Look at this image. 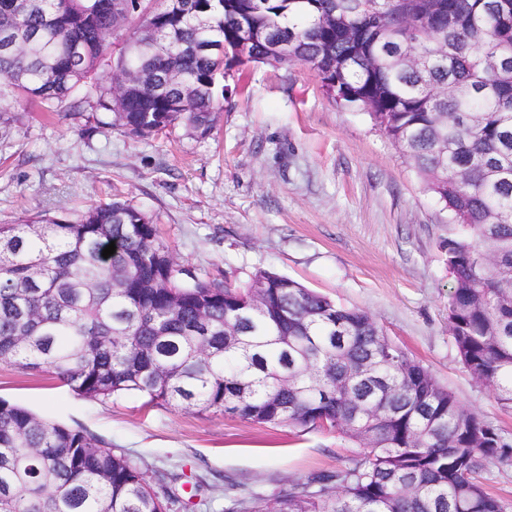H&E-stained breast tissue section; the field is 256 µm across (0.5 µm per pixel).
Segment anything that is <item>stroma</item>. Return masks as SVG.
Here are the masks:
<instances>
[{
    "instance_id": "35a3bbf8",
    "label": "stroma",
    "mask_w": 512,
    "mask_h": 512,
    "mask_svg": "<svg viewBox=\"0 0 512 512\" xmlns=\"http://www.w3.org/2000/svg\"><path fill=\"white\" fill-rule=\"evenodd\" d=\"M211 132L140 136L110 114L0 101V224L71 218L131 200L181 268L242 284L270 270L368 311L461 405L512 439V409L463 368L448 333L447 242L459 232L369 112L332 100L305 65L251 64L224 77ZM0 399L79 426L158 473L201 481L193 512L275 499L363 449L336 431L253 424L218 409L79 396L0 362Z\"/></svg>"
}]
</instances>
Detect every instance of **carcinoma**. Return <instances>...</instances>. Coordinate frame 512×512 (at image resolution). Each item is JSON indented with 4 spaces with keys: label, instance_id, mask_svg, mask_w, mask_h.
<instances>
[{
    "label": "carcinoma",
    "instance_id": "cac0c4a2",
    "mask_svg": "<svg viewBox=\"0 0 512 512\" xmlns=\"http://www.w3.org/2000/svg\"><path fill=\"white\" fill-rule=\"evenodd\" d=\"M0 0V100L53 109L85 85L106 35L128 38L112 87L88 102L111 127L203 134L224 110L226 71L317 65L338 80L448 210V332L471 377L512 408V15L500 0ZM256 31L247 58L243 28ZM116 251L105 258L110 242ZM170 248L131 201L73 219L0 224V361L47 371L80 396L219 408L260 425L329 428L362 457L230 512H508L480 486L512 443L383 333L259 269L232 285L178 279ZM261 284L250 314V287ZM182 497L77 426L0 400V512H170Z\"/></svg>",
    "mask_w": 512,
    "mask_h": 512
}]
</instances>
